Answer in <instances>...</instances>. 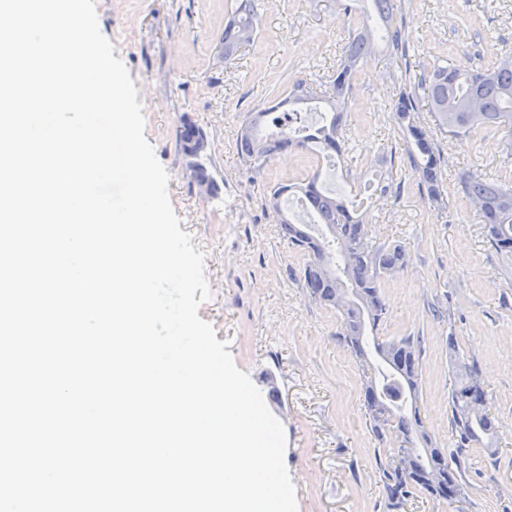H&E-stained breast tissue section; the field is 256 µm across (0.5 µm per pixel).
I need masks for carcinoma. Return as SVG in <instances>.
<instances>
[{"mask_svg": "<svg viewBox=\"0 0 512 512\" xmlns=\"http://www.w3.org/2000/svg\"><path fill=\"white\" fill-rule=\"evenodd\" d=\"M370 2L371 10L348 43L331 92L325 95L327 110L320 124L284 123L277 127L267 120L276 107L255 113L237 138V152L245 164L258 169L274 155L296 149L327 157L343 152L344 106L357 63L368 55L371 44L401 41L394 0ZM256 31L254 0H236L233 16L224 25V61H231L241 48L252 43ZM313 99V88L303 81L294 83L288 94V102L294 105ZM426 100L438 128L452 135L494 126L512 137V55L471 71H460L450 64L436 67L429 75ZM417 111L415 92L400 93L395 116L406 132L420 186L442 210L447 203L441 154L433 133L416 121ZM202 139V128L184 118L179 130L182 153L187 156L195 151ZM191 180L207 185L213 195L218 193L219 186L203 162L193 168ZM463 189L478 206L492 247L512 258V186L473 172L463 179ZM295 192L301 194L312 222L294 223L279 209L280 197ZM270 205L288 243L307 256L302 278L310 297L340 314L338 336L362 366L364 405L376 437L382 440L393 431L400 438L384 475L389 498L398 504L407 493L418 491L450 505L460 501L461 461L474 446L492 455L499 453V421L492 413L480 366L461 356L456 337L450 336L453 384L448 397L449 425L455 448L450 451L438 447L426 431L417 405L421 376L418 343L411 336L390 340L378 336L388 314L381 280L406 267L405 249L374 242L363 216L350 208L344 197L324 188L316 175L300 184H279L271 193Z\"/></svg>", "mask_w": 512, "mask_h": 512, "instance_id": "cac0c4a2", "label": "carcinoma"}]
</instances>
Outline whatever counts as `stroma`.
<instances>
[{"label": "stroma", "mask_w": 512, "mask_h": 512, "mask_svg": "<svg viewBox=\"0 0 512 512\" xmlns=\"http://www.w3.org/2000/svg\"><path fill=\"white\" fill-rule=\"evenodd\" d=\"M408 42L380 44L359 64L345 108L346 151L321 166L312 152L273 158L253 174L237 154L246 120L285 98L294 82H329L358 17L344 20L336 0H257L258 35L226 62L220 38L235 0H95L99 28L115 47L137 90L145 137L165 167L172 207L196 250L205 254L211 297L198 315L229 341L237 367L249 374L282 422L284 462L296 486L298 512H453L416 492L402 508L388 497L383 467L397 437L378 441L363 405L362 370L337 331L339 316L315 302L301 279L305 256L280 233L268 199L280 183L321 172L329 189L346 193L348 177L382 162L394 192L365 204L379 243L404 246L406 268L384 276L387 338L411 336L421 346L418 406L433 441L452 447L448 339L477 361L500 428V452L469 449L462 467L464 512H512V261L488 241L462 178L478 172L512 184L503 132L482 128L461 137L433 130L443 156L448 199L437 211L394 119L401 91L419 86L435 66L462 69L512 53V0H400ZM206 132L207 165L220 190L193 188L177 141L183 118Z\"/></svg>", "instance_id": "1"}]
</instances>
